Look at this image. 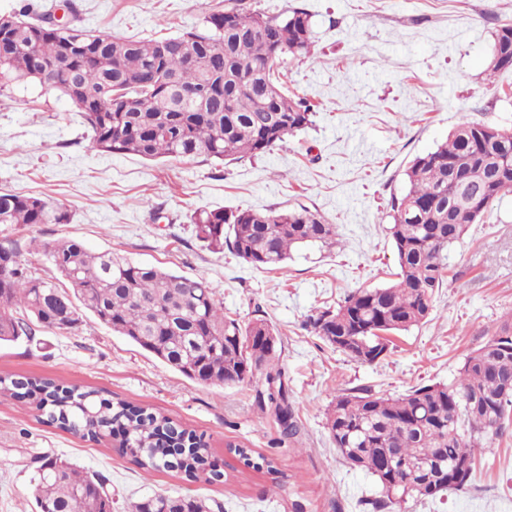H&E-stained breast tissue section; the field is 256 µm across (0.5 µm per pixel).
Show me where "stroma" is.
<instances>
[{
  "label": "stroma",
  "instance_id": "stroma-1",
  "mask_svg": "<svg viewBox=\"0 0 512 512\" xmlns=\"http://www.w3.org/2000/svg\"><path fill=\"white\" fill-rule=\"evenodd\" d=\"M74 26L135 39L196 25L232 0H71ZM267 15L305 9L309 55L279 70L305 97L314 123L264 155L233 163L204 158L149 161L89 148L81 115L33 81L0 90V192L36 196L68 210L65 224H0L38 275L58 274L36 243L74 240L133 261L201 276L224 313L270 322L300 427L287 439L263 416L253 385H203L169 369L90 314L71 331L39 329L0 345V375L51 378L160 412L202 435L224 474L192 481L145 473L117 451L45 423L41 412L0 394V512H37L31 460L48 454L100 474L113 512L157 493L203 499L209 512H370L380 488L337 453L326 429L336 391L354 387L397 396L450 383L466 354L512 321V196L496 202L448 250V272L428 321L391 334L381 361L353 360L306 326L317 308L358 288L388 285L398 268L388 203L419 155L444 142L462 118L512 129V73L488 82L495 28L512 22V0H243ZM317 212L338 233L336 247L308 244L284 268L257 269L200 242L202 210ZM274 458L272 476L247 467L235 447ZM391 512H512V435L477 460L471 486Z\"/></svg>",
  "mask_w": 512,
  "mask_h": 512
}]
</instances>
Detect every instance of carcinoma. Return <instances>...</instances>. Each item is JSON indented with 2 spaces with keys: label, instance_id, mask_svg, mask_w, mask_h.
Instances as JSON below:
<instances>
[{
  "label": "carcinoma",
  "instance_id": "carcinoma-1",
  "mask_svg": "<svg viewBox=\"0 0 512 512\" xmlns=\"http://www.w3.org/2000/svg\"><path fill=\"white\" fill-rule=\"evenodd\" d=\"M74 26L63 32L32 17L21 0L0 16V87L39 81L41 69L68 59L51 90L80 112L90 148L155 160L203 157L222 162L263 155L313 123L303 97L289 94L276 76L285 57L306 55L311 16L294 9L278 15L236 6L204 14L199 25L168 37L130 40ZM485 72H512V23L493 35ZM183 89L194 90L185 98ZM403 192L390 200L399 272L385 287L359 288L336 307L310 315L307 327L328 345L373 364L389 351L383 334L425 321L446 280L448 247L467 225L479 223L494 202L512 195V130L467 118L435 150L415 157ZM67 209L44 199L0 193V224H65ZM196 237L215 252L230 249L262 269L281 267L293 248L336 244V225L306 207L289 210H210L194 216ZM47 260L67 282L59 287L28 269L18 248L0 243V344L34 336V328L70 331L90 313L187 379L211 385L255 384L261 411L288 439L298 435L288 384L278 366L281 347L264 319L245 325L224 315L208 282L73 240L44 243ZM27 402L58 428L92 440L124 432L122 452L147 472L177 471L219 481L206 444L168 417L112 401L94 389L48 378L0 377V393ZM512 420V326L504 325L466 355L450 384H430L398 396L369 388L343 389L331 401L326 428L349 465L374 476L379 510L408 497L434 498L468 487L476 453L491 447ZM400 452L410 462L444 459L427 477L394 471ZM31 482L38 512H112L105 480L58 457L34 458ZM410 487L403 486V483ZM129 512H208L190 496L154 494Z\"/></svg>",
  "mask_w": 512,
  "mask_h": 512
}]
</instances>
